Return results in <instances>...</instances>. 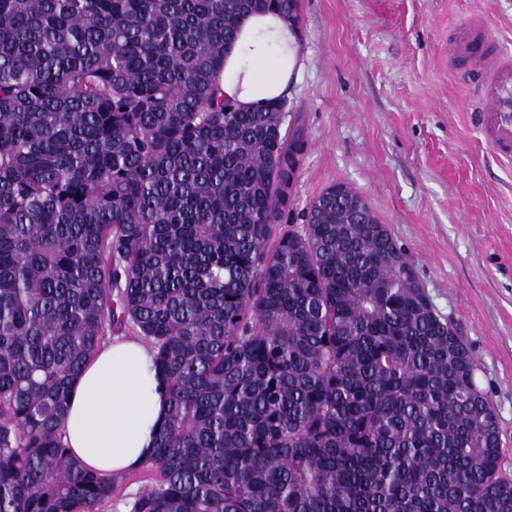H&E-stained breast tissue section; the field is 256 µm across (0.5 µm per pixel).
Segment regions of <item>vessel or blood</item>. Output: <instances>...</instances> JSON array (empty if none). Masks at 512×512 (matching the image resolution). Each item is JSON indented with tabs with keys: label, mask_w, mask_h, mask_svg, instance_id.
I'll use <instances>...</instances> for the list:
<instances>
[{
	"label": "vessel or blood",
	"mask_w": 512,
	"mask_h": 512,
	"mask_svg": "<svg viewBox=\"0 0 512 512\" xmlns=\"http://www.w3.org/2000/svg\"><path fill=\"white\" fill-rule=\"evenodd\" d=\"M454 52L479 86L473 119L483 141L501 164L512 166V53L499 47L481 18L456 35Z\"/></svg>",
	"instance_id": "1"
}]
</instances>
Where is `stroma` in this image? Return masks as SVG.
I'll use <instances>...</instances> for the list:
<instances>
[{
    "instance_id": "35a3bbf8",
    "label": "stroma",
    "mask_w": 512,
    "mask_h": 512,
    "mask_svg": "<svg viewBox=\"0 0 512 512\" xmlns=\"http://www.w3.org/2000/svg\"><path fill=\"white\" fill-rule=\"evenodd\" d=\"M305 68L288 102L303 134L288 222L328 186L361 195L412 259L436 310L457 324L492 401L512 477V168L471 117L448 39L471 18L512 52V0H297ZM126 473L99 512H130L151 486Z\"/></svg>"
}]
</instances>
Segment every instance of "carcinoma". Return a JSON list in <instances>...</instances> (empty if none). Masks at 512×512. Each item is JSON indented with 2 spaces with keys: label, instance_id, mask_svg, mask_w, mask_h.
<instances>
[{
  "label": "carcinoma",
  "instance_id": "obj_1",
  "mask_svg": "<svg viewBox=\"0 0 512 512\" xmlns=\"http://www.w3.org/2000/svg\"><path fill=\"white\" fill-rule=\"evenodd\" d=\"M297 0H0V512H97L72 386L107 335L168 410L131 512H512L457 327L343 184L283 226L287 100L219 94L238 16Z\"/></svg>",
  "mask_w": 512,
  "mask_h": 512
}]
</instances>
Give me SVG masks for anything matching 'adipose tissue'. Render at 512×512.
I'll return each mask as SVG.
<instances>
[{
  "label": "adipose tissue",
  "mask_w": 512,
  "mask_h": 512,
  "mask_svg": "<svg viewBox=\"0 0 512 512\" xmlns=\"http://www.w3.org/2000/svg\"><path fill=\"white\" fill-rule=\"evenodd\" d=\"M304 62L295 20L275 11L239 18L224 54L220 90L240 109L253 111L286 98ZM167 402L141 338L116 336L86 363L71 393L65 441L86 469L120 474L151 453L152 432Z\"/></svg>",
  "instance_id": "1"
}]
</instances>
